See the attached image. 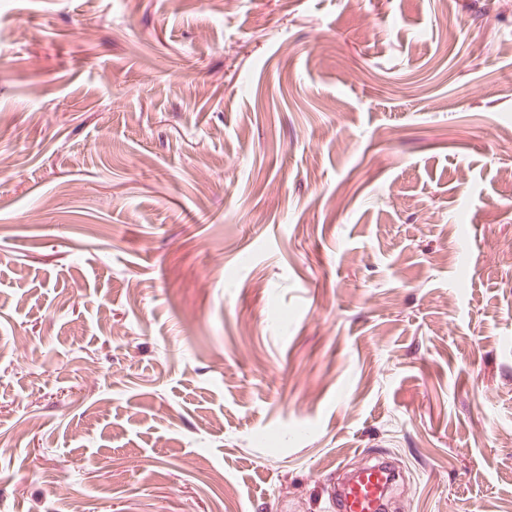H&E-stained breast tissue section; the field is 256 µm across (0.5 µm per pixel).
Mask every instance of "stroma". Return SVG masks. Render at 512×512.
<instances>
[{
  "instance_id": "35a3bbf8",
  "label": "stroma",
  "mask_w": 512,
  "mask_h": 512,
  "mask_svg": "<svg viewBox=\"0 0 512 512\" xmlns=\"http://www.w3.org/2000/svg\"><path fill=\"white\" fill-rule=\"evenodd\" d=\"M512 0H0V512H512ZM396 469L383 457L354 468L338 487L329 492L332 512H383L396 481Z\"/></svg>"
}]
</instances>
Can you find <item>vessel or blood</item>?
<instances>
[{
    "label": "vessel or blood",
    "mask_w": 512,
    "mask_h": 512,
    "mask_svg": "<svg viewBox=\"0 0 512 512\" xmlns=\"http://www.w3.org/2000/svg\"><path fill=\"white\" fill-rule=\"evenodd\" d=\"M396 477L395 467L385 458L357 466L330 490V512H384Z\"/></svg>",
    "instance_id": "1"
}]
</instances>
